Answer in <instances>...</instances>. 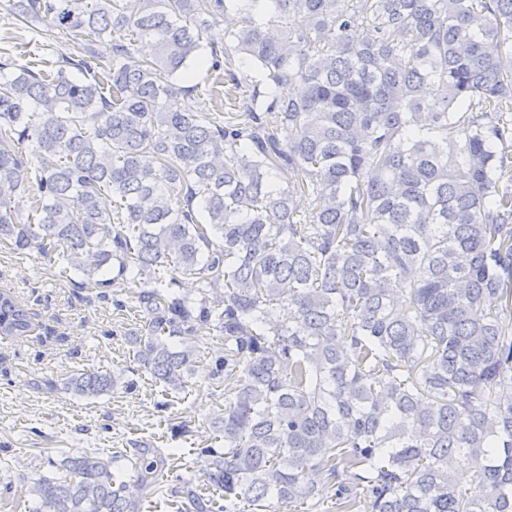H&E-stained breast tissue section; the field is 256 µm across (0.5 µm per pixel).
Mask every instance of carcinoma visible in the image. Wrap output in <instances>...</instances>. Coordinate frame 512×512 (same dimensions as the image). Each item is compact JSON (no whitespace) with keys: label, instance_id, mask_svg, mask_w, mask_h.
<instances>
[{"label":"carcinoma","instance_id":"cac0c4a2","mask_svg":"<svg viewBox=\"0 0 512 512\" xmlns=\"http://www.w3.org/2000/svg\"><path fill=\"white\" fill-rule=\"evenodd\" d=\"M236 2L4 0L72 44L47 68L0 50V243L150 286L138 360L172 390L197 327L224 332V452L180 490L195 512L326 489L335 512H512V0H247L208 41ZM191 66L224 83V118L185 104ZM31 329L1 289L0 335ZM31 493L140 512L87 452Z\"/></svg>","mask_w":512,"mask_h":512}]
</instances>
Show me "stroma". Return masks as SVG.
Here are the masks:
<instances>
[{
	"label": "stroma",
	"instance_id": "stroma-1",
	"mask_svg": "<svg viewBox=\"0 0 512 512\" xmlns=\"http://www.w3.org/2000/svg\"><path fill=\"white\" fill-rule=\"evenodd\" d=\"M59 269L57 254L23 257L0 243V289L34 325L25 337L0 336V512H31L34 482L78 452L114 457V470L131 484L140 466L155 464L160 480L136 494L153 512H172L170 501L199 476L198 453L224 449L213 426L224 407L217 370L224 337L198 330L187 388L165 390L137 360L140 286H85ZM86 370L114 373L121 383L96 399L65 389L70 375Z\"/></svg>",
	"mask_w": 512,
	"mask_h": 512
}]
</instances>
